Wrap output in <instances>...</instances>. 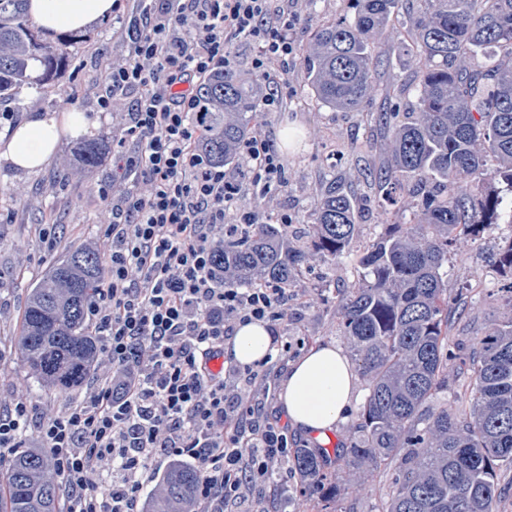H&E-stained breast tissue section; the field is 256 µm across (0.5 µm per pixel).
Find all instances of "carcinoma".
Returning a JSON list of instances; mask_svg holds the SVG:
<instances>
[{
	"label": "carcinoma",
	"instance_id": "obj_1",
	"mask_svg": "<svg viewBox=\"0 0 512 512\" xmlns=\"http://www.w3.org/2000/svg\"><path fill=\"white\" fill-rule=\"evenodd\" d=\"M27 2L0 0V104L25 84L46 85L66 65L67 42H44ZM352 3V17L321 24L299 54L316 98L356 112L379 91L376 38L399 18L414 33L415 110L377 113L389 162L364 178L382 212L411 209L417 227L389 225L359 251L358 279L337 290L341 335L368 394L336 458L362 472L393 465L379 512H499L498 473L512 471V317L468 355L470 409L431 402L448 390V370L461 359L448 332L467 296H448V254L460 234L498 225L499 185L512 192V0H421L417 10L406 0ZM478 58L485 60L479 67ZM264 95L262 81L236 66L198 87L207 133L197 148L211 165L238 159ZM354 179L344 173L319 188L304 248L293 245L286 224L224 235L212 258L217 278L239 288H286L310 253L335 260L351 252L360 210L347 191ZM495 264L512 295V241ZM101 266L97 250L71 249L28 288L17 348L37 385L68 394L111 369L88 319ZM291 463L305 498L330 501L344 492L322 448L297 446ZM202 478L194 466L169 467L152 480L150 512H190ZM0 512H63L59 475L45 450L12 456L0 476Z\"/></svg>",
	"mask_w": 512,
	"mask_h": 512
}]
</instances>
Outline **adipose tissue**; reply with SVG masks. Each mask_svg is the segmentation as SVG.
<instances>
[{
    "label": "adipose tissue",
    "instance_id": "1",
    "mask_svg": "<svg viewBox=\"0 0 512 512\" xmlns=\"http://www.w3.org/2000/svg\"><path fill=\"white\" fill-rule=\"evenodd\" d=\"M113 0H30L36 23L53 33L89 28L112 14ZM93 121L86 113L68 110L47 113L16 127L0 145V159L20 171H33L55 154L65 134L80 135ZM272 336L264 323L239 325L228 352L244 365L264 360ZM356 387L355 373L341 349L324 345L295 362L284 380L282 403L289 421L309 437L323 439L345 418Z\"/></svg>",
    "mask_w": 512,
    "mask_h": 512
}]
</instances>
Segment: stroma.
Listing matches in <instances>:
<instances>
[{
  "label": "stroma",
  "mask_w": 512,
  "mask_h": 512,
  "mask_svg": "<svg viewBox=\"0 0 512 512\" xmlns=\"http://www.w3.org/2000/svg\"><path fill=\"white\" fill-rule=\"evenodd\" d=\"M301 15L296 34L304 43L321 23L349 15L348 0H293ZM400 44L377 38L376 50L384 65L377 81L380 94L357 112H339L323 105L308 86L300 60L287 70L273 68V75H286L292 89L278 110L260 113L255 125L279 150L285 167L286 185L272 196L246 194L243 202L266 214L285 212L293 223L289 229L294 245L306 246L311 232V214L322 183L341 172L357 173L377 167L383 157L384 140L374 124L385 99L398 108L411 109L417 101V79L399 45H411L413 36L402 33ZM128 43L112 32L111 20L83 30L68 46V63L54 82L42 88H23L16 99L1 108L23 122L47 112L75 108L95 122L89 136L103 146L100 162L91 168L80 161V140L63 137L53 157L40 169L22 172L0 161V396L7 401L25 400L36 412L52 409L64 413L82 404L87 390L60 395L36 389L20 361L15 338L28 286L39 279L51 263L69 249L93 245L101 257H108L110 244L104 231L112 220L110 204L99 190L123 184L112 165V149L124 135L125 114L130 98H122L112 112L101 111L99 99L108 95L105 75L112 63L126 57ZM353 190L364 211L357 225V245L365 247L384 233L386 226L378 213V200L366 180L354 182ZM56 227L55 243H44L41 231ZM512 240V195H504L497 227L485 232L448 257L450 290L466 288L470 302L459 315L449 335L451 346L469 352L477 338L494 323L512 316V295L502 292L504 279L494 264L496 254ZM358 277L355 254L336 260L313 256L288 288V310L276 327L279 343L289 345L287 361H273L251 389L264 402L269 415L288 429L291 445L308 438L290 427L282 410V383L290 363L310 349L333 345L347 349L339 331L340 313L335 299H323L319 288L350 283ZM390 470H382L365 483L359 495H345L324 502L302 498V485L291 467L275 477L272 484L256 492L236 512H375L385 497Z\"/></svg>",
  "instance_id": "1"
}]
</instances>
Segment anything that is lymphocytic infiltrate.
Masks as SVG:
<instances>
[{
	"label": "lymphocytic infiltrate",
	"instance_id": "obj_1",
	"mask_svg": "<svg viewBox=\"0 0 512 512\" xmlns=\"http://www.w3.org/2000/svg\"><path fill=\"white\" fill-rule=\"evenodd\" d=\"M299 23L273 0H150L127 29L129 55L110 68L99 107L134 97L116 160L135 184L100 190L112 201L111 255L90 310L114 370L66 413L38 418L23 400L0 411V451L35 435L60 473L66 512H145L141 477L159 454L203 471L193 512H227L288 458L286 432L247 395L258 366L208 368L237 325L282 320L288 291L216 281L214 229L245 230L259 216L242 206L239 180L197 151L205 129L193 119L190 85L233 67L240 39L255 48L252 73L269 78L293 57ZM240 154L258 194L284 187L283 160L264 136L245 140ZM109 470L120 479L101 486Z\"/></svg>",
	"mask_w": 512,
	"mask_h": 512
}]
</instances>
